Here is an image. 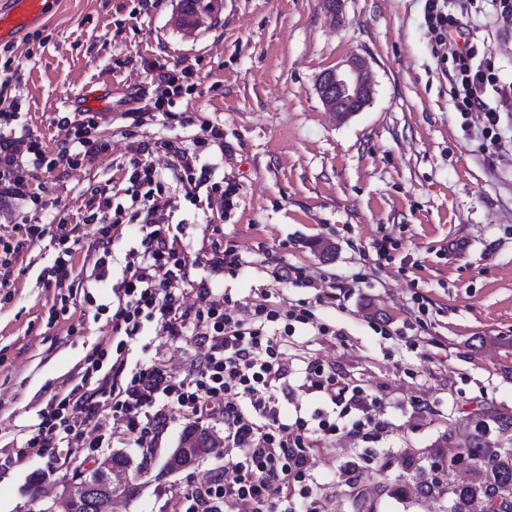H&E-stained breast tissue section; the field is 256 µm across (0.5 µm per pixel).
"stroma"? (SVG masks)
Here are the masks:
<instances>
[{
    "instance_id": "obj_1",
    "label": "stroma",
    "mask_w": 512,
    "mask_h": 512,
    "mask_svg": "<svg viewBox=\"0 0 512 512\" xmlns=\"http://www.w3.org/2000/svg\"><path fill=\"white\" fill-rule=\"evenodd\" d=\"M423 9V0H343L333 16L324 0H223L214 19L186 30L177 24L178 0H61L36 36L12 46L0 68V82L9 83L0 108L19 113L24 136L57 155L67 100L96 82L106 91L97 134L110 148L51 173L30 170L34 201L11 202L0 216L4 235L13 213L43 229L40 240L24 242L9 287L0 288V445L21 442L86 357L111 348L113 290L142 234L122 225L109 277L85 290L99 243L83 218L92 189L122 188L138 145L159 138L197 153L210 182L235 188L228 209L170 188L189 261L184 304L196 303L202 287L212 300L228 295L243 306L264 295L284 309L308 302L329 325L330 335L300 328L289 339L286 420L330 409L303 385L310 361L376 398L357 435L341 431L314 444L312 492L294 497L297 512H352L354 487L371 473L396 484L403 459L430 462L455 421L512 411V150L487 162L482 120L456 111ZM469 23L478 49L512 81V23L491 0H481ZM353 56L368 62L375 94L340 122L315 84ZM162 64L191 73L179 122L143 112L162 92ZM206 121L223 125L222 143L201 144ZM62 222L78 242L76 281L60 287L47 269ZM323 242L334 245L332 255H322ZM227 245L245 261L234 276L211 262ZM285 264L303 267L316 287L277 283L271 271ZM200 353L153 325L129 358L156 357L180 374ZM183 430L172 420L147 461L133 441L112 438L111 451L146 464L138 495L115 512H182L184 492L223 471L220 448L198 467L159 477ZM65 456L71 465L59 466ZM99 457L76 444L0 467V512H28L37 479L66 483Z\"/></svg>"
}]
</instances>
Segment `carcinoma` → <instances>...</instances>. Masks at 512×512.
<instances>
[{"instance_id":"cac0c4a2","label":"carcinoma","mask_w":512,"mask_h":512,"mask_svg":"<svg viewBox=\"0 0 512 512\" xmlns=\"http://www.w3.org/2000/svg\"><path fill=\"white\" fill-rule=\"evenodd\" d=\"M210 5L211 0H180L179 24L190 27L197 10ZM484 417L464 447L456 450L448 439L438 446L437 476L415 482L421 496L447 501L444 512H474L477 501L497 497L502 501L496 512H512V411L489 409Z\"/></svg>"}]
</instances>
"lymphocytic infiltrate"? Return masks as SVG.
Masks as SVG:
<instances>
[{
	"label": "lymphocytic infiltrate",
	"mask_w": 512,
	"mask_h": 512,
	"mask_svg": "<svg viewBox=\"0 0 512 512\" xmlns=\"http://www.w3.org/2000/svg\"><path fill=\"white\" fill-rule=\"evenodd\" d=\"M471 3L424 0V22L434 41V55L452 64L447 75L455 107L483 118V147L491 159L512 146L502 133L503 117L512 112V82L500 80L490 56L474 47L476 34L467 21ZM16 119L15 113H0V202L29 198L26 166L49 172L57 167L40 141L16 137L11 128ZM98 127L96 117L89 115L63 121L61 128L74 156L108 150V142L96 134ZM163 147L173 157L169 174L142 162V155L154 150L146 142L124 176L133 213L115 205L109 189L97 188L84 218L85 223L96 225L99 235L100 254L93 268L98 282L109 274L112 237L118 228L131 223L143 233L139 248L126 256L123 280L115 290L116 348L111 353L97 350L87 358L68 387L50 397L39 424L15 454L21 459L82 440L89 447H103L105 434L89 439L85 432L108 411L122 421L124 435L149 456L171 417L192 426L218 409L224 415V445L238 454L229 458L223 473L191 488L185 512H240L244 507L249 512H278L288 507L294 484L312 479L313 441L342 430L357 432L362 422L350 419V412L367 413L374 400L365 389L342 382L321 364L310 363L305 368L309 391L332 404L336 412L317 410L310 418L299 416L294 423H286L276 390L288 376L283 356L293 326L314 325L322 336L329 335V328L314 323L309 309L283 310L265 298L252 302L243 317L225 302L182 306L174 289L185 283L189 267L171 220L169 185L181 184L189 199L202 186H210L226 206L231 205L235 189L209 182L197 155L170 141ZM147 321L159 324L166 335L190 337L203 348V355L179 376L154 357L129 365L125 349Z\"/></svg>",
	"instance_id": "lymphocytic-infiltrate-1"
}]
</instances>
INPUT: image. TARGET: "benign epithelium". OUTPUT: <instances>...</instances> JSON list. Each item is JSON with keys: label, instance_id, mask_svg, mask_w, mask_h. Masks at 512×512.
<instances>
[{"label": "benign epithelium", "instance_id": "1", "mask_svg": "<svg viewBox=\"0 0 512 512\" xmlns=\"http://www.w3.org/2000/svg\"><path fill=\"white\" fill-rule=\"evenodd\" d=\"M316 90L327 110L345 121L363 111L372 101L374 79L366 61L350 57L320 74ZM95 470L98 484L86 475L77 476L54 495L36 493L35 512H78L86 501L96 500L98 512H112L113 504L124 498L129 489V468L112 460L108 454L98 460Z\"/></svg>", "mask_w": 512, "mask_h": 512}]
</instances>
